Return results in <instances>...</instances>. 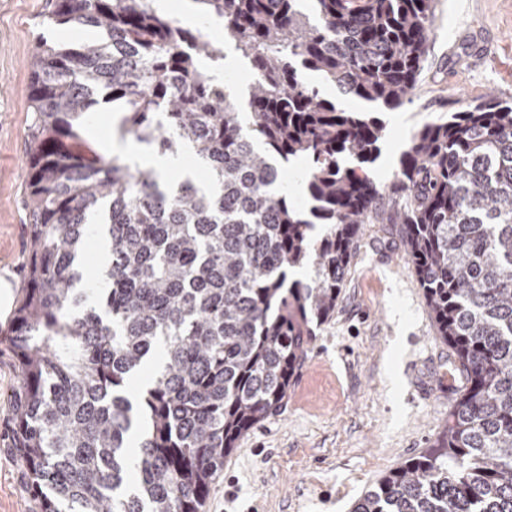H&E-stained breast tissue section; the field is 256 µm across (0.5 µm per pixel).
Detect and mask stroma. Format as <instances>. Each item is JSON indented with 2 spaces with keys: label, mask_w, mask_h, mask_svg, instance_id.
I'll return each mask as SVG.
<instances>
[{
  "label": "stroma",
  "mask_w": 512,
  "mask_h": 512,
  "mask_svg": "<svg viewBox=\"0 0 512 512\" xmlns=\"http://www.w3.org/2000/svg\"><path fill=\"white\" fill-rule=\"evenodd\" d=\"M52 9V0H0V278L17 302L28 286L27 61L40 39L87 38L49 23ZM490 90L512 100V0H434L421 81L383 116L373 178L390 181L420 128ZM450 368L404 238L387 224L362 225L335 314L314 336L281 410L225 456L202 512H351L381 476L442 432L456 399ZM17 386L16 362L1 352L0 512H40L13 452Z\"/></svg>",
  "instance_id": "obj_1"
}]
</instances>
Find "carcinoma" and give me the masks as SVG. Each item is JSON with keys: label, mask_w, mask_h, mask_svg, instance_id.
Here are the masks:
<instances>
[{"label": "carcinoma", "mask_w": 512, "mask_h": 512, "mask_svg": "<svg viewBox=\"0 0 512 512\" xmlns=\"http://www.w3.org/2000/svg\"><path fill=\"white\" fill-rule=\"evenodd\" d=\"M153 2L55 0L48 21L106 39L40 40L28 61L31 262L9 342L14 450L41 512H201L335 313L362 224L399 227L460 391L439 438L353 512H512V102L490 92L424 125L382 185L366 172L379 114L418 82L433 0H196L224 18L221 42ZM227 45L255 74L242 104L199 65ZM101 101L122 104V133L191 150L209 185L71 152ZM297 156L306 208L280 191L277 162ZM99 214L109 260L89 293ZM313 79H316L317 81L313 82ZM302 81L309 88H315L316 90H318V92L321 96H323L325 98H329V99H337V100L341 101L346 107L351 106L352 108H356V109L359 108V109H362L365 111L370 110L369 106H367L366 108H360L362 105L361 103H363V102H360L358 100H355V99H352L349 97L341 96L337 92L336 88L333 85L323 82L314 73H310V72L303 73ZM101 248V239L99 234L97 233L94 236L93 241H89L87 258L85 260L84 266V277H85V286L84 288L94 287L98 285L102 280L101 276V268L102 262L99 259V250Z\"/></svg>", "instance_id": "obj_1"}]
</instances>
